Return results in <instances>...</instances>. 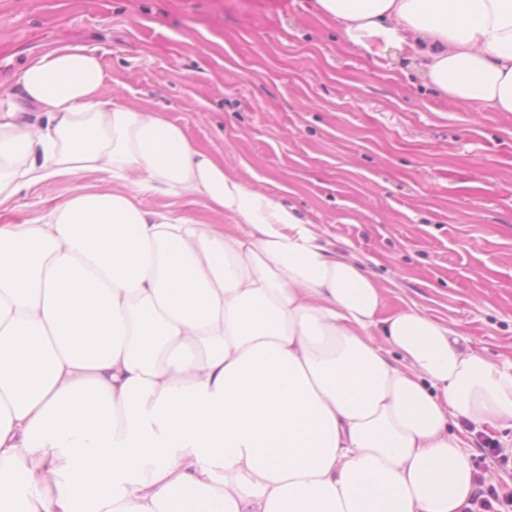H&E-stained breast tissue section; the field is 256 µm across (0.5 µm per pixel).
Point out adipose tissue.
I'll use <instances>...</instances> for the list:
<instances>
[{
  "instance_id": "1",
  "label": "adipose tissue",
  "mask_w": 512,
  "mask_h": 512,
  "mask_svg": "<svg viewBox=\"0 0 512 512\" xmlns=\"http://www.w3.org/2000/svg\"><path fill=\"white\" fill-rule=\"evenodd\" d=\"M315 3L449 103L512 113V0ZM103 81L66 45L0 86V202L64 172L114 185L0 224V512H467L512 364L385 311L321 225ZM177 205H183L186 209L193 211L197 219L204 224H232L234 219L211 212L202 202H192L191 198H184L176 201Z\"/></svg>"
}]
</instances>
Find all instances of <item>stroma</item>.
Here are the masks:
<instances>
[{"label": "stroma", "instance_id": "35a3bbf8", "mask_svg": "<svg viewBox=\"0 0 512 512\" xmlns=\"http://www.w3.org/2000/svg\"><path fill=\"white\" fill-rule=\"evenodd\" d=\"M67 43L99 48L113 100L164 113L245 185L323 225L383 287L512 362V114L455 107L392 57L344 42L313 0H0V83ZM97 172L0 205L30 223ZM473 445L476 483L512 495V433Z\"/></svg>", "mask_w": 512, "mask_h": 512}]
</instances>
